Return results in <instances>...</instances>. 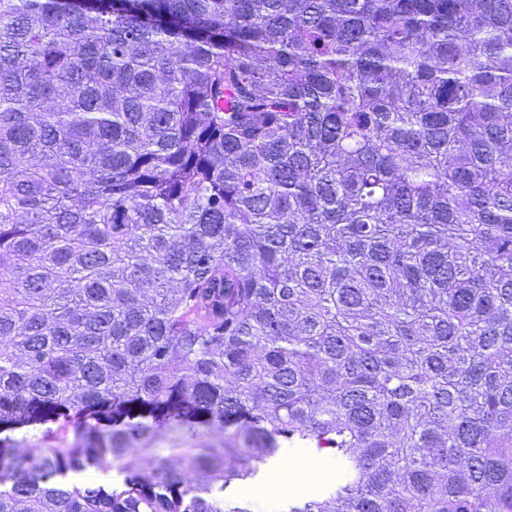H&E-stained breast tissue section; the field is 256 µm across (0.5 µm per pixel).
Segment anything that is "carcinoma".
<instances>
[{
    "mask_svg": "<svg viewBox=\"0 0 512 512\" xmlns=\"http://www.w3.org/2000/svg\"><path fill=\"white\" fill-rule=\"evenodd\" d=\"M299 445L288 512H512V0H0V512Z\"/></svg>",
    "mask_w": 512,
    "mask_h": 512,
    "instance_id": "1",
    "label": "carcinoma"
}]
</instances>
